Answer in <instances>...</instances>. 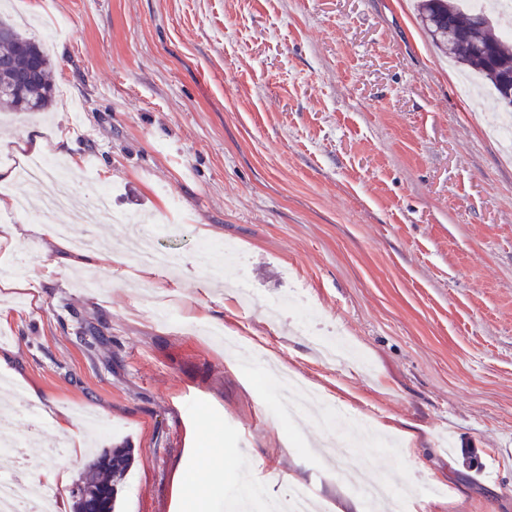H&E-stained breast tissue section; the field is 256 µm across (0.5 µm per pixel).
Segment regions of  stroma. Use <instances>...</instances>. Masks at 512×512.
<instances>
[{"label": "stroma", "mask_w": 512, "mask_h": 512, "mask_svg": "<svg viewBox=\"0 0 512 512\" xmlns=\"http://www.w3.org/2000/svg\"><path fill=\"white\" fill-rule=\"evenodd\" d=\"M0 14L59 23L21 30L46 45L55 93L46 112L0 114V167L21 165L10 146L29 131L51 155L68 137L84 201L107 184L114 206L72 234L146 216L179 257L160 294L132 253L69 273L47 241L11 253L43 304L8 298L0 355L40 407L96 416L97 450L132 448L118 512H190L175 477L201 474V448L219 462L207 512H267L302 486L336 512L353 461L325 448L359 434L380 439L364 476L392 486L390 512H512V161L488 132L495 100L462 92L413 0H0ZM211 325L238 338L234 365ZM279 366L353 424L278 421Z\"/></svg>", "instance_id": "35a3bbf8"}]
</instances>
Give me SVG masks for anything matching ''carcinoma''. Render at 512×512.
Here are the masks:
<instances>
[{"label": "carcinoma", "instance_id": "1", "mask_svg": "<svg viewBox=\"0 0 512 512\" xmlns=\"http://www.w3.org/2000/svg\"><path fill=\"white\" fill-rule=\"evenodd\" d=\"M418 16L435 46L449 60L479 75L506 108H512V35L500 30L483 10H470L462 0H419ZM0 58L12 67L0 71V111L42 112L52 88L48 83L50 61L34 42L0 19ZM35 60L38 77L16 85L13 74ZM132 461L129 448H115L103 457L81 483L75 498L76 512H115L117 486Z\"/></svg>", "mask_w": 512, "mask_h": 512}]
</instances>
